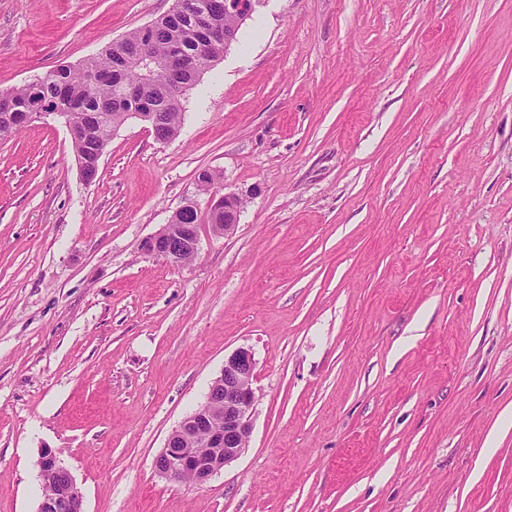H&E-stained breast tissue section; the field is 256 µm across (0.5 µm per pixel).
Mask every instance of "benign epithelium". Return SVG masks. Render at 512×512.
<instances>
[{
    "label": "benign epithelium",
    "instance_id": "benign-epithelium-1",
    "mask_svg": "<svg viewBox=\"0 0 512 512\" xmlns=\"http://www.w3.org/2000/svg\"><path fill=\"white\" fill-rule=\"evenodd\" d=\"M260 0H225L224 9L244 22ZM245 200L234 192L210 194L209 214L224 219L212 232L229 234L240 221ZM199 225L166 224L143 243V250L172 263L193 258L199 250ZM256 360L251 349L240 347L224 360V367L209 387L206 400L169 433L153 467L162 478L179 481L187 476L203 486L238 459L247 449L257 402L253 388ZM39 474L51 483L36 512H84L83 496L60 452L44 448L37 459Z\"/></svg>",
    "mask_w": 512,
    "mask_h": 512
}]
</instances>
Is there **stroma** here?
I'll return each instance as SVG.
<instances>
[{"label":"stroma","instance_id":"1","mask_svg":"<svg viewBox=\"0 0 512 512\" xmlns=\"http://www.w3.org/2000/svg\"><path fill=\"white\" fill-rule=\"evenodd\" d=\"M173 3L0 0V92ZM204 169L239 224L146 254ZM241 347L245 453L161 478ZM44 448L86 512H512V0H262L92 184L56 116L0 141V512H36Z\"/></svg>","mask_w":512,"mask_h":512}]
</instances>
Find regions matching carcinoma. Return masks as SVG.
<instances>
[{
	"instance_id": "obj_1",
	"label": "carcinoma",
	"mask_w": 512,
	"mask_h": 512,
	"mask_svg": "<svg viewBox=\"0 0 512 512\" xmlns=\"http://www.w3.org/2000/svg\"><path fill=\"white\" fill-rule=\"evenodd\" d=\"M181 8L153 21L149 30H133L112 42L99 54L76 66H63L34 78L10 91L13 115L0 119V139H8L29 126L34 95H39L46 111L73 119L77 133L71 140L75 155L90 158L112 140V131L137 112L155 113L157 130L175 136L181 122L182 99L198 78L176 68L165 80L156 71L171 60L210 58L216 61L225 51L208 39L206 20L238 34V18L224 11V0H179ZM146 42L150 59L133 54Z\"/></svg>"
}]
</instances>
